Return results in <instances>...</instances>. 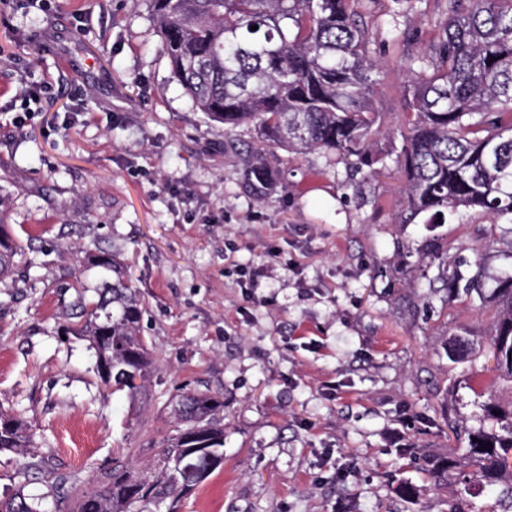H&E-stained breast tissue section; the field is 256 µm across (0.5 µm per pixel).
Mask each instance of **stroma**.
Instances as JSON below:
<instances>
[{"label":"stroma","instance_id":"obj_1","mask_svg":"<svg viewBox=\"0 0 512 512\" xmlns=\"http://www.w3.org/2000/svg\"><path fill=\"white\" fill-rule=\"evenodd\" d=\"M438 0L400 19L405 44L377 39L385 79L373 94L383 130L400 134L410 56L439 32ZM53 96L24 111L23 80ZM196 110L174 79L146 0H56L0 13V211L26 264L0 304V405L22 414L35 452L78 484L113 459L144 467L180 427L172 399L223 403L224 460L179 512H443L445 495L399 445L458 452L444 420L460 380L459 420L480 426L475 388L505 391L485 355L450 363L442 340L488 336L495 308L462 298L423 314L424 283L397 270L398 166L348 183L323 154L270 149L272 188L248 183L236 132ZM475 215L440 232L472 259ZM96 244L127 265L143 303L155 370L143 404L101 382L86 341L63 336L75 311V248ZM263 271L255 294L241 274ZM421 487L414 503L392 487Z\"/></svg>","mask_w":512,"mask_h":512}]
</instances>
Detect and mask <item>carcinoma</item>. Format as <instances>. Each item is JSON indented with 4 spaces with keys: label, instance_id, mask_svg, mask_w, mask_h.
I'll return each mask as SVG.
<instances>
[{
    "label": "carcinoma",
    "instance_id": "carcinoma-1",
    "mask_svg": "<svg viewBox=\"0 0 512 512\" xmlns=\"http://www.w3.org/2000/svg\"><path fill=\"white\" fill-rule=\"evenodd\" d=\"M174 78L195 108L224 126L229 140L240 127L253 128L256 142L244 158L248 182L265 187L271 171L267 146L294 154L320 152L369 175L397 155L404 199L396 223L422 224V244H404L407 269L437 268L428 279L434 294L451 304L481 292L485 256L500 239L482 237L469 271L448 260V244L436 229L463 222L471 211L491 223L512 224V0H440L441 33L410 58L404 86L402 145L383 141L380 113L373 105L381 71L372 59L369 33L359 24L358 0H147ZM21 240L0 225V285L13 281L23 258ZM75 287L97 300L81 306L79 321L64 329L88 342L95 358L98 337H112V365L103 382L133 402L145 396L153 372L150 350L140 336L142 302L116 255L87 251ZM500 301L486 340L494 370L512 384V272L497 278ZM452 362L482 352L469 338ZM491 426L459 429L465 463L452 453L405 444L401 456L421 462L433 488L446 490L464 471L479 486L498 491L512 504V399L478 393ZM220 404L202 392L178 396L175 415L185 427L166 440L163 464L143 473L117 464L79 490L75 478L32 451L33 435L14 412L0 405V452L23 458L24 481L50 483L68 512H178L193 487L224 458ZM207 434L203 449L185 434ZM0 512H47L42 499L19 488L0 497Z\"/></svg>",
    "mask_w": 512,
    "mask_h": 512
}]
</instances>
